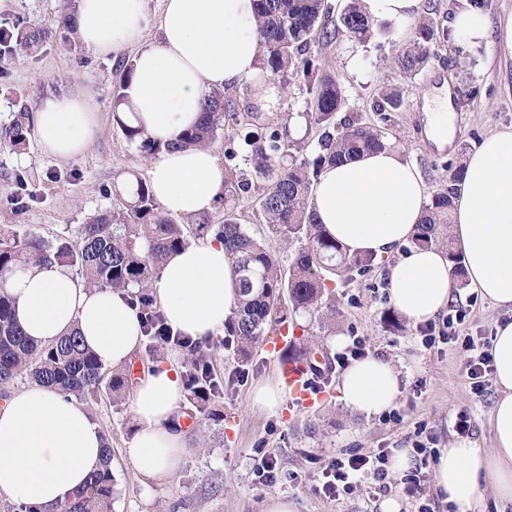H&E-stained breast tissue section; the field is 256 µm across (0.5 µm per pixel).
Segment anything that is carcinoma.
<instances>
[{"label": "carcinoma", "mask_w": 512, "mask_h": 512, "mask_svg": "<svg viewBox=\"0 0 512 512\" xmlns=\"http://www.w3.org/2000/svg\"><path fill=\"white\" fill-rule=\"evenodd\" d=\"M334 11L330 0H257L265 80L280 96L293 81L304 85L308 95L305 111L298 113L300 136L282 130L264 116L259 105L251 103L241 110L224 100L223 92L215 91L204 106L202 122L179 139L181 148L207 146L218 131H224L222 223L210 224L204 218L186 228L163 213L147 183L137 177L127 197L79 225L73 241L67 237L68 227L51 239L1 228L0 279L32 261L53 262L91 288L127 290L142 315L145 350L151 354L165 347L159 337L171 331L151 292L153 281L169 254L213 234L224 241L241 295L239 310L225 324L218 345L233 351L240 368L249 365L253 349L269 330L298 325L300 313L313 318L323 312L326 321L336 322L333 288L370 272L375 258L371 254L350 257L325 233L312 208L314 188L325 164L393 141L391 113L402 108L403 98L397 90L382 89L372 102L374 121L366 123L356 115L338 117L345 103L341 82L336 74L315 67L311 48L329 46L341 36L362 45L372 37L373 22L361 0H348L337 17ZM70 33L71 19L61 15L50 27H0V44L34 53L48 40H66ZM447 39L448 28L424 16L393 63L400 72L415 77L429 66L434 47ZM115 121L143 154L157 156L172 147L145 135L138 126L118 117ZM29 131V110L22 107L10 123L0 127V140L22 151ZM448 171V185L433 194L426 218L411 237L415 248L448 241L453 195L464 165L450 163ZM256 178L266 185L254 197ZM251 196L257 221L253 229L241 222L239 210ZM448 260L451 278L463 283L462 258L450 248ZM210 347L209 339L187 337L183 350L191 360L181 378L191 407L218 424L224 414L211 404L224 393V379L210 362ZM25 375L80 400L95 399L104 390L121 401L127 383L126 371H106L76 332L42 347L31 343L16 322L8 297L0 294V385ZM113 495L112 447L108 445L103 468L91 474L56 512H112Z\"/></svg>", "instance_id": "1"}]
</instances>
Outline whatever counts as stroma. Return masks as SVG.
Segmentation results:
<instances>
[{
	"instance_id": "1",
	"label": "stroma",
	"mask_w": 512,
	"mask_h": 512,
	"mask_svg": "<svg viewBox=\"0 0 512 512\" xmlns=\"http://www.w3.org/2000/svg\"><path fill=\"white\" fill-rule=\"evenodd\" d=\"M76 9L77 0H0V24L24 20L46 26ZM486 14L492 24L486 41L466 47L448 40L431 62L432 68L452 69L465 91L464 110L455 120L454 146L445 151L437 150L424 133L422 105L433 87L425 76L408 77L387 63L412 37V28L382 21L363 46L340 39L313 51L321 67L343 80L344 114L370 118L371 100L379 89H400L404 106L393 115L395 141L431 192L447 178V164L465 161L481 139L512 128V57L502 55L496 46L498 25L512 15V0H489ZM133 55L129 49L119 57L103 59L76 36L67 43L49 41L34 55L0 52V124L13 119L18 104L33 109L52 95L82 94L96 109L95 134L78 156H51L34 139L21 153L0 142V227L19 224L51 237L111 209L131 179L146 177L152 157L127 141L112 112L114 89ZM387 279V265L379 263L337 288L336 306L342 316L335 326L311 323L310 331L329 360L318 408L284 405L269 412L256 407L254 388L279 378L281 361L280 354L257 348L246 381L225 391L218 404L225 422H203L195 441L188 443L179 470L166 482L147 483L124 457L135 426L130 400L115 404L102 397L89 402L102 430L112 436V512H264L267 500L276 496L288 498L295 512H381L378 494L360 490L340 503L319 495L315 486L324 462L349 449L408 447L409 436L420 427L435 437L437 447H444L455 435V415L461 409L471 416L473 440L491 450L489 418L497 390L474 396L466 382L464 358L457 351L426 349L408 320H401L396 328L385 325L383 315L391 308ZM454 301L470 307L462 326L468 333H490L508 316L506 309L465 288L455 289ZM356 336L365 338L370 353L389 358L398 370L401 395L395 407L403 416L401 422L361 416L339 400L342 369L336 356ZM257 448L275 454L278 476L272 485L261 484L251 469Z\"/></svg>"
}]
</instances>
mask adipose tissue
I'll return each instance as SVG.
<instances>
[{"instance_id": "adipose-tissue-1", "label": "adipose tissue", "mask_w": 512, "mask_h": 512, "mask_svg": "<svg viewBox=\"0 0 512 512\" xmlns=\"http://www.w3.org/2000/svg\"><path fill=\"white\" fill-rule=\"evenodd\" d=\"M145 0H78L77 34L97 55L137 46L133 72L120 106L154 139L168 142L195 126L204 98L255 79L263 47L255 0H163L159 40L142 45ZM450 91L425 101L426 135L437 148L455 141ZM96 126L95 111L80 94L50 96L32 116L43 151L58 158L82 154ZM148 184L165 212L195 217L215 210L224 172L207 147L162 152ZM315 210L329 236L347 255H391L415 233L426 214L427 195L417 167L399 148L387 146L325 165L314 191ZM452 233L473 292L512 309V130L484 137L469 154L454 198ZM391 305L412 323L432 319L452 301L450 264L436 247L411 251L390 268ZM16 320L35 343L46 345L70 332L103 367L129 363L141 344L143 323L128 292L88 288L54 263L17 269L0 286ZM174 331L197 339L222 335L240 301L224 242L206 237L171 254L152 285ZM499 397L492 410L493 452L467 437L440 449L434 491L458 512H485L483 490L512 503V320L498 322L493 340ZM339 399L369 417L389 410L401 394L391 361L370 354L342 373ZM185 397L181 375L160 362L135 385L132 414L137 430L124 455L145 479L161 480L179 467L186 436L173 419ZM106 456L103 433L75 398L33 383L0 408V497L54 512L96 472Z\"/></svg>"}]
</instances>
